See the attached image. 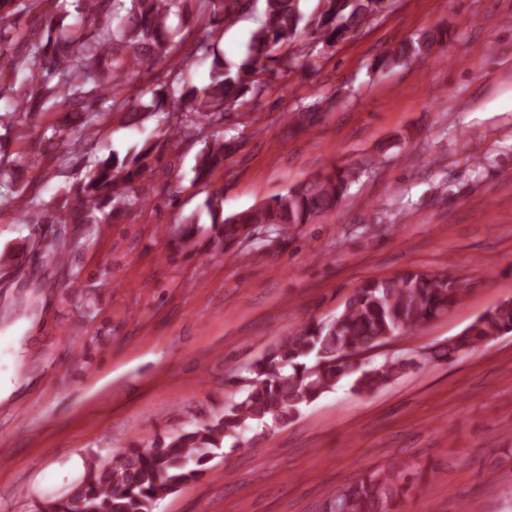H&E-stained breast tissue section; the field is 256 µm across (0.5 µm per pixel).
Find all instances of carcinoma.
<instances>
[{
    "instance_id": "cac0c4a2",
    "label": "carcinoma",
    "mask_w": 512,
    "mask_h": 512,
    "mask_svg": "<svg viewBox=\"0 0 512 512\" xmlns=\"http://www.w3.org/2000/svg\"><path fill=\"white\" fill-rule=\"evenodd\" d=\"M250 0H112V14L97 20L91 32L60 29L46 43L30 42L24 51L0 59L40 74L46 93L63 92L64 103L84 114L86 134L106 116L87 110L92 99L111 100L110 109L127 114L136 124L156 114L167 121L168 140L175 143L224 124L226 113L244 104L247 92L261 95L273 83L287 79L299 67L301 55L290 44L312 37L327 44L346 39L388 8V0H316L306 14L302 0H266L265 21L247 45L245 59L231 68L207 43H196L195 54L211 59L210 82L202 87L186 82L188 62L167 66L164 82L151 98L123 96L119 87L143 70L169 60L175 38H184L192 24L207 21L214 29L247 7ZM445 31L431 29L410 38L378 58L374 70L393 69L426 58ZM156 144L143 145L124 156L115 152L96 157L80 179L82 203L65 216L44 209L42 224H110L147 199L144 178L154 174ZM233 142L213 132L205 137L194 164L195 180L208 178L224 163ZM354 170L333 168L302 182L269 203L224 215L221 197L204 204L209 220L204 246L221 248L237 240L241 226L267 225L285 236L298 224H308L331 210L341 199ZM466 286L450 272L431 276L406 273L370 280L356 288L341 311L326 321L310 323L283 338L250 367L247 393L224 412L197 422L190 430L150 448L131 443L112 467L90 464V472L72 493L51 503L49 512H153L157 502L206 470L224 438L258 422L276 426L299 415L347 377L357 374L351 390L371 393L398 378L406 362H387L372 369H354L344 357L374 348L390 337L415 330L462 301ZM512 333V298L474 320L448 343L453 358ZM429 470L396 460L331 495L336 512H399L403 498L420 491Z\"/></svg>"
}]
</instances>
